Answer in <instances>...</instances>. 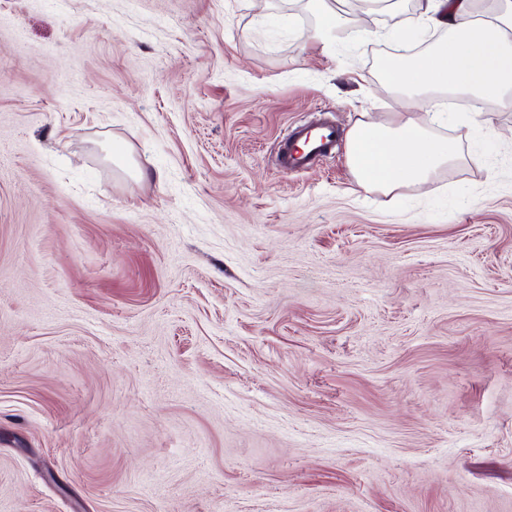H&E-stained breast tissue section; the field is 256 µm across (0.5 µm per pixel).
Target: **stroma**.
<instances>
[{"mask_svg":"<svg viewBox=\"0 0 512 512\" xmlns=\"http://www.w3.org/2000/svg\"><path fill=\"white\" fill-rule=\"evenodd\" d=\"M424 2L0 0V512H512V104L421 96L394 193L276 164L396 120ZM309 7L323 17L322 25L316 30L314 38L322 49L330 52L336 48V32L343 27V19L335 10L329 8L327 0H308ZM340 132L327 118L302 123L290 128L280 141L276 162L283 171L292 173L310 168L330 156L336 149ZM302 143L306 148H302Z\"/></svg>","mask_w":512,"mask_h":512,"instance_id":"obj_1","label":"stroma"}]
</instances>
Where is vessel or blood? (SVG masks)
<instances>
[{"label": "vessel or blood", "mask_w": 512, "mask_h": 512, "mask_svg": "<svg viewBox=\"0 0 512 512\" xmlns=\"http://www.w3.org/2000/svg\"><path fill=\"white\" fill-rule=\"evenodd\" d=\"M339 138L335 123L325 118L295 125L280 141L277 165L288 173L308 169L330 156Z\"/></svg>", "instance_id": "obj_1"}]
</instances>
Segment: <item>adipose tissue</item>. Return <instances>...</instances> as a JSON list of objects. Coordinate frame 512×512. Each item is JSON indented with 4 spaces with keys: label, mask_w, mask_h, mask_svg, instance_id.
I'll use <instances>...</instances> for the list:
<instances>
[{
    "label": "adipose tissue",
    "mask_w": 512,
    "mask_h": 512,
    "mask_svg": "<svg viewBox=\"0 0 512 512\" xmlns=\"http://www.w3.org/2000/svg\"><path fill=\"white\" fill-rule=\"evenodd\" d=\"M414 29L443 30L447 36L429 51L385 62L386 82L408 101L447 91L495 99L512 95V0H498L486 17L475 12L473 0H426L414 27H397L391 35L402 41ZM347 156L361 188L386 194L427 183L459 159L448 141L408 111L393 125L358 120L347 134Z\"/></svg>",
    "instance_id": "1"
}]
</instances>
